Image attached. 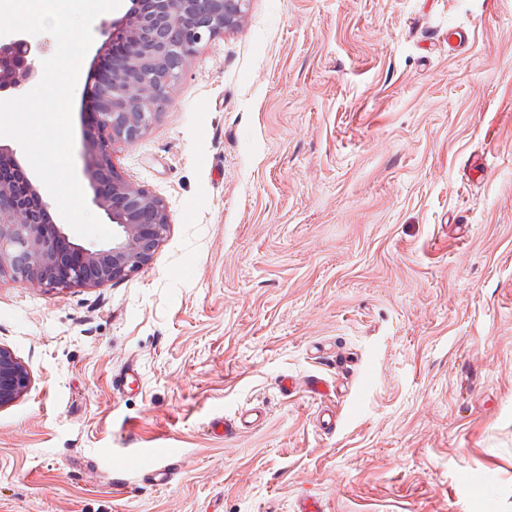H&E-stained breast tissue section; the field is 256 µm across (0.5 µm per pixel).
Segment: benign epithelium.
<instances>
[{
	"label": "benign epithelium",
	"mask_w": 512,
	"mask_h": 512,
	"mask_svg": "<svg viewBox=\"0 0 512 512\" xmlns=\"http://www.w3.org/2000/svg\"><path fill=\"white\" fill-rule=\"evenodd\" d=\"M125 13L99 25L105 40L97 56L111 61L82 95L93 106L94 134L84 143V174L96 188L95 205L115 225L112 244L97 249L70 241L63 228L44 223L48 204L7 145L0 144V276L56 289L101 287L147 266L165 239L171 215L164 200L119 171L115 146L135 143L168 101L174 75L186 58L176 53L169 33L182 26L192 52L240 28L249 0H128ZM143 46L142 54L116 53L119 46ZM46 43L0 35V100L16 98L37 84L36 58ZM27 367L0 345V408L29 389Z\"/></svg>",
	"instance_id": "1"
}]
</instances>
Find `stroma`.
Returning a JSON list of instances; mask_svg holds the SVG:
<instances>
[{
  "label": "stroma",
  "mask_w": 512,
  "mask_h": 512,
  "mask_svg": "<svg viewBox=\"0 0 512 512\" xmlns=\"http://www.w3.org/2000/svg\"><path fill=\"white\" fill-rule=\"evenodd\" d=\"M114 162L172 224L100 288L0 277V512H512V0H250ZM30 384L27 367L7 347L0 345V408L22 397ZM179 451L170 450L164 453L147 468L144 477L156 485H168L174 479L177 470Z\"/></svg>",
  "instance_id": "1"
}]
</instances>
